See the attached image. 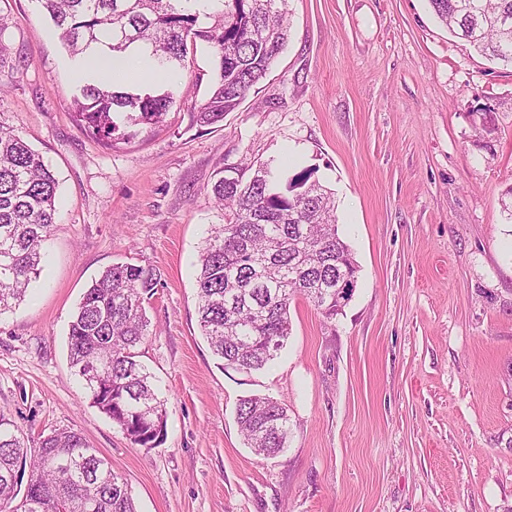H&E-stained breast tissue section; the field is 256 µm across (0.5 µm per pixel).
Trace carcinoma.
I'll return each instance as SVG.
<instances>
[{
	"label": "carcinoma",
	"mask_w": 512,
	"mask_h": 512,
	"mask_svg": "<svg viewBox=\"0 0 512 512\" xmlns=\"http://www.w3.org/2000/svg\"><path fill=\"white\" fill-rule=\"evenodd\" d=\"M196 0H41L71 56L88 62L72 111L77 124L114 140L118 121L158 123L173 93L151 87L115 90L88 60L102 46L123 52L145 45L163 65L157 80L182 65L188 45L203 41L216 56L207 100L191 125L224 120L263 78L288 40L287 0H220L200 24ZM454 34L490 60L512 65V0H430ZM243 180L219 178L212 194L224 223L211 230L197 276L202 335L226 368L263 369L283 347L289 310L298 297L333 318L351 297L357 266L336 227L332 192L303 175L286 191L271 166L241 169ZM58 182L43 157L0 121V315L16 308L40 271L42 248L55 224ZM156 287L139 265L117 263L86 289L71 321L68 357L92 406L135 445L159 447L166 435L165 400L137 348L150 335L145 298ZM237 423L248 447L265 458L288 441L287 409L270 397L239 401ZM30 469L19 494V472ZM0 512H137L131 490L98 451L71 428L37 446L0 418Z\"/></svg>",
	"instance_id": "carcinoma-1"
}]
</instances>
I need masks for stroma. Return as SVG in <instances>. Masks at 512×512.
I'll return each instance as SVG.
<instances>
[{
  "label": "stroma",
  "mask_w": 512,
  "mask_h": 512,
  "mask_svg": "<svg viewBox=\"0 0 512 512\" xmlns=\"http://www.w3.org/2000/svg\"><path fill=\"white\" fill-rule=\"evenodd\" d=\"M0 121L58 179L55 229L26 300L0 316V416L35 440L79 432L138 512H512V65L451 35L429 0H287L290 36L223 122L194 127L213 53L157 125L105 143L72 112L81 74L40 0H0ZM271 164L331 189L358 265L343 311L307 300L266 369L224 368L201 334L196 276L224 212L225 168ZM133 263L158 284L140 360L165 399L148 450L92 406L67 355L87 287ZM288 409L264 459L240 398Z\"/></svg>",
  "instance_id": "obj_1"
}]
</instances>
